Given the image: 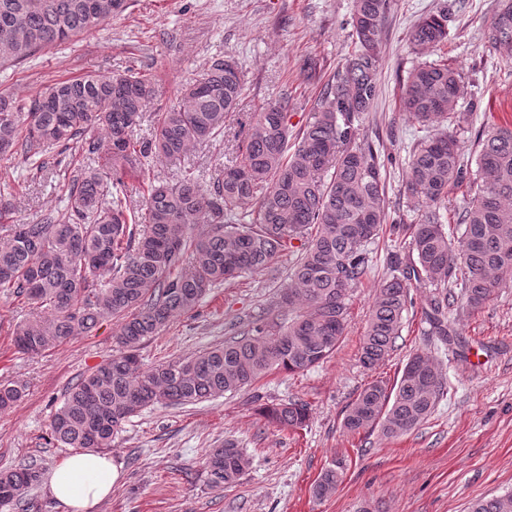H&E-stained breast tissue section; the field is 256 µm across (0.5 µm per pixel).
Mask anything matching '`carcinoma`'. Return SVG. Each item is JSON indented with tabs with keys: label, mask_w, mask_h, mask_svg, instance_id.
I'll use <instances>...</instances> for the list:
<instances>
[{
	"label": "carcinoma",
	"mask_w": 512,
	"mask_h": 512,
	"mask_svg": "<svg viewBox=\"0 0 512 512\" xmlns=\"http://www.w3.org/2000/svg\"><path fill=\"white\" fill-rule=\"evenodd\" d=\"M389 0H353L354 49L327 81L310 120L292 133L288 95L245 114L235 156L211 188L191 170L148 186L141 210L128 205L121 174L153 155L180 159L225 134L240 106L244 78L238 64L215 59L187 84L178 103L160 113L154 138H132L155 95L142 72L83 75L47 85L23 103L0 93V155L22 148L31 158L46 145L84 140L88 156L105 153L112 173L85 167L68 189L65 213L40 224L0 228V292L24 300L30 314L14 330L26 355L92 332L115 319L118 350L79 379L50 421L59 448L107 451L129 417L156 404H187L251 386L271 371L308 370L336 353L346 328L347 301L369 271L368 246L386 223L384 164L361 122L380 93L382 45ZM125 0H0V68L88 33L124 10ZM448 38V8L419 21L409 34L417 54L436 51ZM488 48L512 47V0L493 16ZM461 73L446 63L412 68L401 107L426 129L412 149L404 191L421 211L408 225L415 259L395 265L376 291L359 349L372 368L396 348L410 288L435 289L425 311L429 335L447 343L445 310L459 302L476 310L512 275V126L484 128L476 170L466 177L462 147L448 131L464 96ZM469 179L471 198L459 214L460 236L445 229L440 203L448 187ZM253 207L249 223L240 210ZM300 242L282 303L288 316L254 323L222 346L143 367L142 344L193 310L211 288L269 268ZM459 292L454 293L452 289ZM447 390V379L427 359L406 362L395 391L368 383L345 410L350 433L391 438L420 426ZM21 385L0 384V411L24 396ZM258 414L280 430L306 426L301 400L259 405ZM250 457L226 441L205 457L207 482H240ZM340 460L326 467L313 495H333ZM34 460L0 470V510L35 512L28 492L40 481ZM470 512H512V492L476 500Z\"/></svg>",
	"instance_id": "cac0c4a2"
}]
</instances>
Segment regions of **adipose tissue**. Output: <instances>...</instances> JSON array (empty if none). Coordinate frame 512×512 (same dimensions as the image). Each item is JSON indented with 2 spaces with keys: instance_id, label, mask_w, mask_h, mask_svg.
I'll return each instance as SVG.
<instances>
[{
  "instance_id": "ef3b65f1",
  "label": "adipose tissue",
  "mask_w": 512,
  "mask_h": 512,
  "mask_svg": "<svg viewBox=\"0 0 512 512\" xmlns=\"http://www.w3.org/2000/svg\"><path fill=\"white\" fill-rule=\"evenodd\" d=\"M120 477L111 456L86 450L66 458L48 475L46 486L67 512H100Z\"/></svg>"
}]
</instances>
